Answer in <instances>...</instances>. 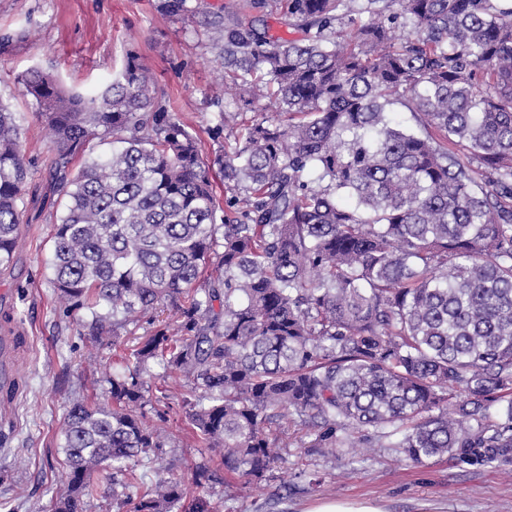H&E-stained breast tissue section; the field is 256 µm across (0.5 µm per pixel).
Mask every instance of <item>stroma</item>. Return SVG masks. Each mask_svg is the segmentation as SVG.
Returning a JSON list of instances; mask_svg holds the SVG:
<instances>
[{"mask_svg":"<svg viewBox=\"0 0 512 512\" xmlns=\"http://www.w3.org/2000/svg\"><path fill=\"white\" fill-rule=\"evenodd\" d=\"M226 0H187L177 15L163 0H0V104L14 112L24 135L29 176L22 193L21 240L11 269L0 272V318L9 317L21 348L10 361L16 391L0 396V512H51L67 489L60 446L65 414L74 401L110 403L108 379L127 347L143 336L140 322L121 329L116 344L98 345L83 325L92 312H65L52 284V234L64 199L53 177L56 150L21 94V79L37 68L69 91L89 94L121 70L137 51L160 95L205 155L234 146L254 116H274L275 102L246 104L229 88L217 60L211 25ZM159 462L143 461L139 474L153 477L156 464L181 478L190 495L197 466L216 470L219 457L203 448L182 419L168 422ZM309 437L290 436L288 462L258 485L237 475L211 483L215 512H311L327 501H365L381 512H512V460L466 465L431 458L412 465L387 448L358 455L309 453ZM321 486H309L311 475Z\"/></svg>","mask_w":512,"mask_h":512,"instance_id":"obj_1","label":"stroma"}]
</instances>
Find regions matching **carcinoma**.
<instances>
[{"label": "carcinoma", "mask_w": 512, "mask_h": 512, "mask_svg": "<svg viewBox=\"0 0 512 512\" xmlns=\"http://www.w3.org/2000/svg\"><path fill=\"white\" fill-rule=\"evenodd\" d=\"M280 1L301 37L262 39L236 11L214 23L246 103L280 112L211 163L133 50L95 94L38 69L21 82L67 197L50 259L66 312L105 309L86 325L98 340L177 315L108 379L112 405H70L53 512H88L102 486L117 512H208L164 470L136 474L164 446L144 411L154 364L188 379L164 398L249 483L287 463L290 425L321 456L512 459V0ZM102 135L111 155L71 172ZM215 165L235 191L222 204ZM27 178L0 105V268Z\"/></svg>", "instance_id": "cac0c4a2"}]
</instances>
